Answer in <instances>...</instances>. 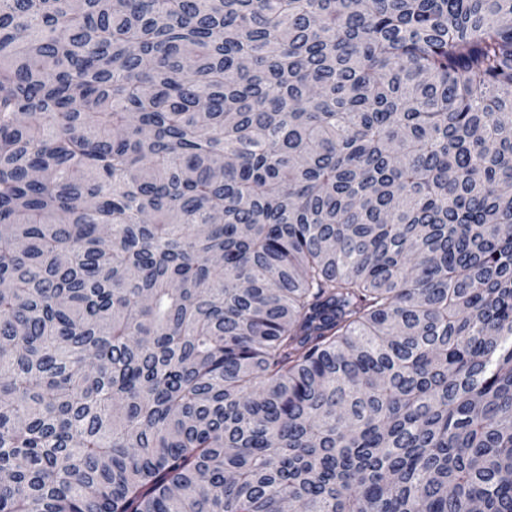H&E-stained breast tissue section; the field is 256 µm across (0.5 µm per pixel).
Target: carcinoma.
Segmentation results:
<instances>
[{"instance_id": "obj_1", "label": "carcinoma", "mask_w": 512, "mask_h": 512, "mask_svg": "<svg viewBox=\"0 0 512 512\" xmlns=\"http://www.w3.org/2000/svg\"><path fill=\"white\" fill-rule=\"evenodd\" d=\"M512 512V0H0V512Z\"/></svg>"}]
</instances>
